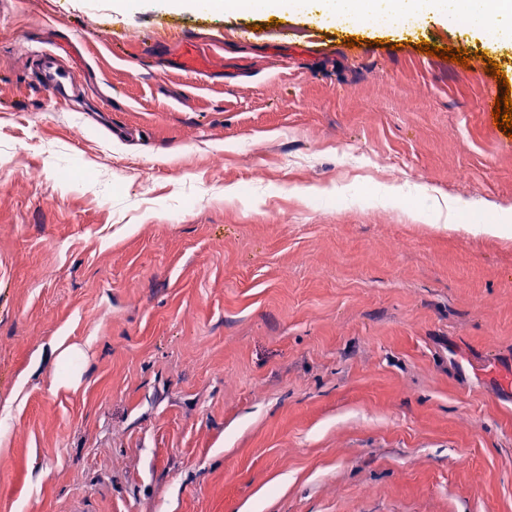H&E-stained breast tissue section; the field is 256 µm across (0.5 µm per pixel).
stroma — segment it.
<instances>
[{
    "mask_svg": "<svg viewBox=\"0 0 512 512\" xmlns=\"http://www.w3.org/2000/svg\"><path fill=\"white\" fill-rule=\"evenodd\" d=\"M492 61L461 22L0 0V512H512ZM55 56L43 57L37 68V78L41 87L48 93L50 99L63 101L62 95L67 93L74 78V66H60ZM56 362L63 370L57 382L61 387H71L79 379L84 353L76 344L61 340L55 347Z\"/></svg>",
    "mask_w": 512,
    "mask_h": 512,
    "instance_id": "35a3bbf8",
    "label": "stroma"
}]
</instances>
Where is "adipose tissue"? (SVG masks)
Wrapping results in <instances>:
<instances>
[{
    "instance_id": "1",
    "label": "adipose tissue",
    "mask_w": 512,
    "mask_h": 512,
    "mask_svg": "<svg viewBox=\"0 0 512 512\" xmlns=\"http://www.w3.org/2000/svg\"><path fill=\"white\" fill-rule=\"evenodd\" d=\"M251 9L272 16L315 10L332 19L392 24L414 17L454 23L465 18L473 31L512 43V0H250Z\"/></svg>"
}]
</instances>
